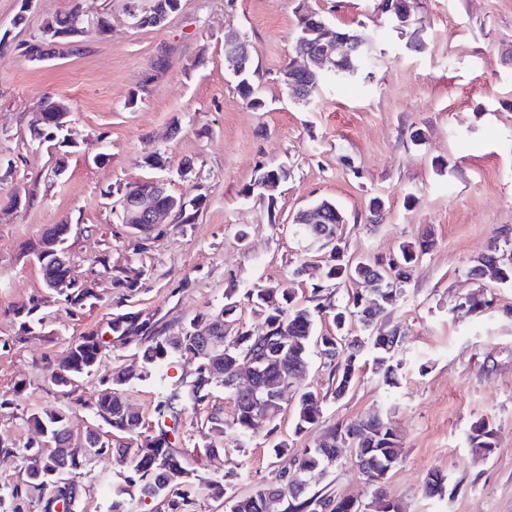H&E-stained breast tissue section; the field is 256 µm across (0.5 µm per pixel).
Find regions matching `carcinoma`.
Wrapping results in <instances>:
<instances>
[{
	"mask_svg": "<svg viewBox=\"0 0 512 512\" xmlns=\"http://www.w3.org/2000/svg\"><path fill=\"white\" fill-rule=\"evenodd\" d=\"M174 13L171 0H153L148 16H140L139 26H150L158 13ZM78 32L68 38L79 42L83 32L80 15V0H71L69 9L55 16L45 29L46 36L54 37L61 31ZM311 41L318 44L324 39L336 40L348 37L362 42L353 58V65L342 72H316L306 78L305 93L295 102L306 105L311 94L326 80L348 82L358 78L371 65L367 42L371 35L356 30L340 28L330 21L315 28ZM256 71L248 69L237 79L236 88L243 102L259 110L264 106L255 82ZM291 177L288 165L262 163L249 185L247 193L261 198L272 199L279 186ZM315 208L323 211V223L317 225L319 232L330 237L337 235L336 203L322 200ZM434 247L431 235L421 237L415 244L402 246L396 258L386 262L379 260H356L350 262L334 249L322 259L321 280L314 284L309 304L300 306L295 302L292 289L277 284L258 286L245 292L248 305L261 319L259 330L233 329L238 305L232 296L226 297L224 307L215 315L202 314L195 317L180 335L169 337L152 315L140 313H114L102 329H96L71 344L66 354L55 363H48L50 380L59 387H69L72 381L96 370L103 355L115 344L124 343L125 337L133 336L144 343L141 359L144 368L164 363L174 352H186L196 356L198 366L192 378L185 383L184 390L174 393L156 404L159 431L146 433L145 422L122 397L119 387L127 384L131 377L118 373L102 377L103 389L94 403L96 419L111 429L112 440L104 439L97 430L87 433V447L75 448L65 453H47L44 447L54 444L65 446L69 435L68 418L65 414H31L26 422L41 440L39 443L23 445L22 458L26 480L24 485L0 487V512H23L21 503L37 491L47 492L42 499L41 512H73L77 498L75 476L87 466L89 458L112 454L129 465L125 482L140 491H146L150 498L168 500L171 512H194L192 501L184 493L194 483L196 474L187 467L184 453L178 448L180 418L187 405L204 404L217 384L224 385L235 402L232 423L224 421L217 411L208 418L209 435L224 440L228 428L244 435L261 428L271 434L277 429V422L288 407L283 390L290 388L304 378L308 366V352L311 345L320 343L321 354L334 362L332 380L335 381L336 398L343 397L349 390L356 366L362 352L375 350L377 372L385 382L395 381L402 362L397 359V347L401 336L396 329L381 331L376 327L375 317L387 306L394 305L404 295L420 258ZM43 279L47 285L58 286L64 296L69 312L73 313L97 299L91 288H82L70 278L68 259L59 262L52 259L39 260ZM470 276L489 279L497 283H512V241L505 238L494 240L486 253L471 261L467 268ZM347 279L363 280L371 285L372 298L360 300L352 294L343 304L335 301L333 288H339ZM491 300L478 293L468 296L459 303L458 309L466 313L489 307ZM41 299L37 296L17 308V317L24 318L22 325L42 324L40 316ZM330 317L335 332L318 336L315 321L318 317ZM221 321L223 327H214L210 341L193 334L195 325ZM357 320L366 334L359 336L349 332V324ZM112 340H107L106 335ZM221 371L224 377H212V371ZM323 397L310 390L297 392L293 404L295 433L306 431L318 423L322 415ZM172 425H166V420ZM495 431L485 420L476 422L470 432L469 445L473 454L486 456L495 447ZM355 446L360 449L356 464L360 473L369 483L376 485L374 500L378 512H399L396 504L386 498L382 489L384 472L401 457V444L389 420L378 413L368 414L350 423H341L328 429L322 439L312 448H304L293 458V474L283 473L274 484L256 488L253 492L233 500L231 512H349L348 500L331 498L319 494L310 495L298 487L316 471H322L336 462L339 449Z\"/></svg>",
	"mask_w": 512,
	"mask_h": 512,
	"instance_id": "obj_1",
	"label": "carcinoma"
}]
</instances>
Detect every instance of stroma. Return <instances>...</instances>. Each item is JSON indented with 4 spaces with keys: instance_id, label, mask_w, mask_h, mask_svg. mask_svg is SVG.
I'll use <instances>...</instances> for the list:
<instances>
[{
    "instance_id": "obj_1",
    "label": "stroma",
    "mask_w": 512,
    "mask_h": 512,
    "mask_svg": "<svg viewBox=\"0 0 512 512\" xmlns=\"http://www.w3.org/2000/svg\"><path fill=\"white\" fill-rule=\"evenodd\" d=\"M88 32L84 54L28 61L16 46L39 41L70 0H0V441L24 444L33 413L68 411L72 445L98 421L90 408L99 378L118 370L140 372L136 343L106 352L97 373L77 382L73 398L58 393L47 363L59 360L81 336L117 311L150 314L168 335L196 316L218 312L227 292L241 304L237 327H257L242 297L257 285L293 288L308 299L319 270L318 248L292 233V218L321 199L335 201L347 222L341 228L349 256L389 260L400 245L431 230L435 246L416 267L404 296L376 317L399 329L403 368L386 384L371 357L358 364L344 397H335L332 371L312 352L302 386L324 397L322 417L306 433L294 431L284 413L277 435L290 454L274 455L264 431L225 441L224 453L206 455L207 418L220 411L232 421L231 393L218 387L209 404L186 407L180 446L199 483L188 489L194 512H229L212 499L205 480L225 477L228 493L244 496L275 483L292 469L293 454L310 448L324 428L387 413L402 443V456L383 484L402 512H512V283L469 276L470 261L490 240L512 235V0H410L412 27L397 29L376 0H181L180 10L157 26L132 27L127 0H81ZM338 26L374 37L369 78L326 82L308 106L294 103L280 72L298 53L300 8ZM25 15L16 24L17 15ZM104 32H97L98 20ZM236 31L251 45L262 109L246 106L224 64V36ZM168 47L164 71L152 64ZM68 108L67 144L45 142L32 123L47 100ZM422 129L423 144L410 133ZM160 152L166 169L148 166ZM191 160L193 170L178 165ZM286 163L288 182L267 201L247 193L259 162ZM63 172L53 175L55 165ZM149 178L170 192L206 201L194 223L164 224L144 242L123 232L116 219L118 188ZM37 185L29 209L8 207L15 188ZM384 201L383 223H368V202ZM72 224L67 252L72 279L95 284L94 306L69 313L58 292L46 287L30 248L62 222ZM126 270L137 286L117 287L98 275V260ZM310 261L307 274L293 270ZM483 293L489 308L459 312L458 304ZM43 301L44 322L22 333L14 308L30 297ZM198 365L189 354L172 355L122 395L156 432L154 409ZM488 420L496 446L485 458L470 448V430ZM128 468L114 456L94 458L78 478L75 512H108L112 489ZM445 476L443 494L424 492L428 474ZM309 493L368 504L374 495L354 459L312 475Z\"/></svg>"
}]
</instances>
